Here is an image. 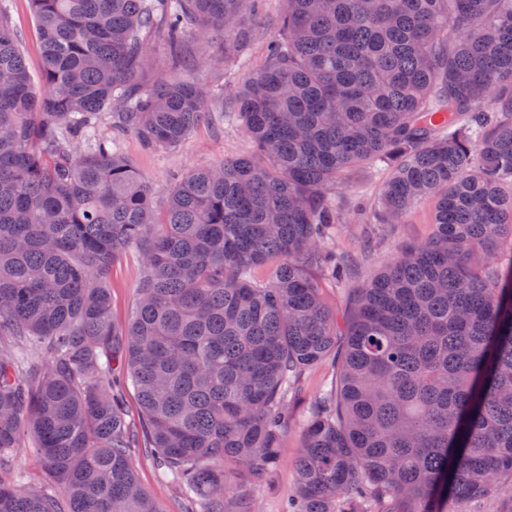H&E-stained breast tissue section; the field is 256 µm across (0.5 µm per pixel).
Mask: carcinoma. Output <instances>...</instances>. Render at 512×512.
<instances>
[{
    "instance_id": "cac0c4a2",
    "label": "carcinoma",
    "mask_w": 512,
    "mask_h": 512,
    "mask_svg": "<svg viewBox=\"0 0 512 512\" xmlns=\"http://www.w3.org/2000/svg\"><path fill=\"white\" fill-rule=\"evenodd\" d=\"M256 2L29 0L39 88L0 12V466L29 430L68 503L0 485V512H158L140 433L187 512H255L226 466L274 477L289 396L330 357L287 512L512 496V0H283L264 66L229 92L254 153L190 170L160 214L101 123L180 146L211 94L195 73L213 56L189 62L187 39L220 30L236 59ZM151 34L181 78L143 83ZM365 162L390 170L378 223L434 198L435 230L355 289L341 327L320 291L350 265L327 192ZM130 249L142 275L119 324ZM141 269V257L135 250L112 268V316L118 322L126 321L134 307Z\"/></svg>"
}]
</instances>
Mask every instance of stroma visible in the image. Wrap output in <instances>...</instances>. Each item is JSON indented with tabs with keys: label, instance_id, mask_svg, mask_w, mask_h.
Returning <instances> with one entry per match:
<instances>
[{
	"label": "stroma",
	"instance_id": "obj_1",
	"mask_svg": "<svg viewBox=\"0 0 512 512\" xmlns=\"http://www.w3.org/2000/svg\"><path fill=\"white\" fill-rule=\"evenodd\" d=\"M9 19L16 33L21 50L31 72L40 68V52L35 22L28 0H6ZM282 11L281 0H265L261 13L247 20L248 37L241 53L251 67H259L264 59L267 43L277 32V20ZM207 119L191 132L178 148L158 151L144 146L132 132L112 130L111 136L120 153L130 159L138 172L154 191L155 205H162L167 189L190 169L223 163L225 158L249 153L250 142L243 130L235 123L225 121L230 111L228 97L212 96ZM390 172L383 166L365 167L352 171L329 197L344 217L334 241L338 250L346 252L354 260L351 274L345 283L328 282L324 295L328 306L338 317H345L351 289L363 284L378 273L402 246L418 243L433 231L435 202L428 199L414 206L402 223L376 227L367 216L358 214L354 206L364 202L374 206L379 190L389 178ZM142 261L136 251L112 269L111 297L114 320L126 321L134 307ZM335 373L333 361H325L310 370L299 395L290 404L291 419L284 436V449L279 458L275 479L255 485L259 512H281L283 503L296 487L295 460L303 445V415ZM137 480L144 491L157 503L161 512H183L178 491L162 482L149 449H137L133 456Z\"/></svg>",
	"mask_w": 512,
	"mask_h": 512
}]
</instances>
